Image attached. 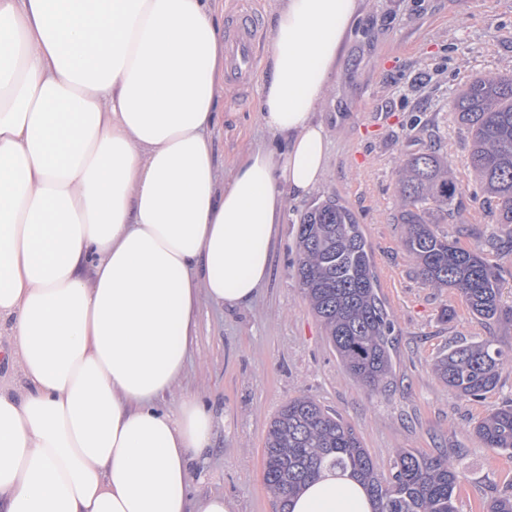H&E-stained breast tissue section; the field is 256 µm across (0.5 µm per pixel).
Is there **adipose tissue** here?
Instances as JSON below:
<instances>
[{
    "label": "adipose tissue",
    "mask_w": 512,
    "mask_h": 512,
    "mask_svg": "<svg viewBox=\"0 0 512 512\" xmlns=\"http://www.w3.org/2000/svg\"><path fill=\"white\" fill-rule=\"evenodd\" d=\"M365 0H276L260 122L228 178L212 0H0V512H231L192 500L214 417L182 379L200 301L250 304L287 198L327 170L317 107ZM285 143V152L272 141ZM290 512H373L326 472Z\"/></svg>",
    "instance_id": "ef3b65f1"
}]
</instances>
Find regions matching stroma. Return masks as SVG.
<instances>
[{
	"label": "stroma",
	"mask_w": 512,
	"mask_h": 512,
	"mask_svg": "<svg viewBox=\"0 0 512 512\" xmlns=\"http://www.w3.org/2000/svg\"><path fill=\"white\" fill-rule=\"evenodd\" d=\"M253 2L261 30L257 65L247 80L221 86V118L212 132L222 178L249 146L270 140L259 98L275 0ZM483 72L512 74V0H366L318 108L328 134L324 179L288 200L271 275L254 303L221 310L200 302L185 374L165 397L173 409L182 395L194 394L215 417L207 460L193 466L192 499L219 493L233 512H276L263 479L264 442L281 406L302 395L341 415L383 475L403 449L447 456L461 475L458 512H484L491 498L512 494V454L484 447L474 431L481 418L512 402V360L502 365L497 387L477 401L448 390L435 372L437 360L461 343L493 337L512 351V324L479 320L459 292L423 281L404 246L395 189L400 161L429 148L447 156L464 195L477 189L471 135L452 101ZM329 197L361 225L378 294L394 322L391 372L374 390L347 373L295 275L300 216ZM464 218L437 230L462 248L482 246L500 267L503 302L512 305V254L494 247L498 225L489 209L471 202ZM447 309L454 313L448 322L441 318Z\"/></svg>",
	"instance_id": "obj_1"
}]
</instances>
